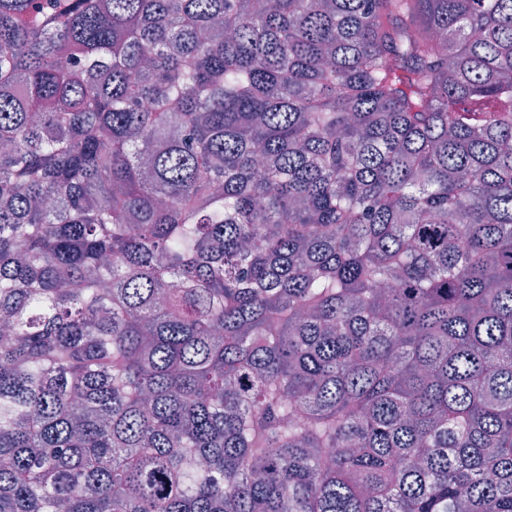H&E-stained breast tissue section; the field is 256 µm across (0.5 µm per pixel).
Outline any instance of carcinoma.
I'll return each mask as SVG.
<instances>
[{
    "label": "carcinoma",
    "mask_w": 512,
    "mask_h": 512,
    "mask_svg": "<svg viewBox=\"0 0 512 512\" xmlns=\"http://www.w3.org/2000/svg\"><path fill=\"white\" fill-rule=\"evenodd\" d=\"M0 512H512V0H0Z\"/></svg>",
    "instance_id": "obj_1"
}]
</instances>
